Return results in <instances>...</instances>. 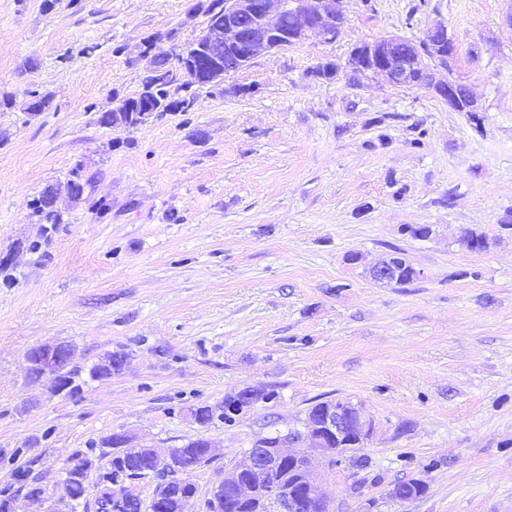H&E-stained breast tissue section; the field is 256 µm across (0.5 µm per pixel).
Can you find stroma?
<instances>
[{
    "label": "stroma",
    "mask_w": 512,
    "mask_h": 512,
    "mask_svg": "<svg viewBox=\"0 0 512 512\" xmlns=\"http://www.w3.org/2000/svg\"><path fill=\"white\" fill-rule=\"evenodd\" d=\"M196 0H0V490L48 512L67 465L115 432L159 453L210 439L191 475L204 503L271 426L313 404L362 405L375 421L363 470L319 458L334 512H512V0H336L340 33L263 54L192 111L131 129L99 124L135 96L157 51L191 42ZM447 25L456 54L435 81L466 85L477 114L426 85L353 80L352 49L421 42ZM332 61L331 80L312 77ZM48 110L29 114L35 95ZM88 179L71 198L74 176ZM58 194V224L30 207ZM430 226L415 239L409 225ZM491 246L470 250L465 230ZM404 251L399 287L371 267ZM75 348L82 389L53 394L26 371L46 342ZM129 362L97 381L106 353ZM250 387L276 399L233 422L191 411ZM45 491L28 497L16 467ZM424 494L399 502L395 482ZM381 262L388 265L391 272V278L387 284L405 286L413 283L419 277V272L407 262L399 248H393Z\"/></svg>",
    "instance_id": "35a3bbf8"
}]
</instances>
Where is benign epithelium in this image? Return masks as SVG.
<instances>
[{
    "label": "benign epithelium",
    "instance_id": "obj_1",
    "mask_svg": "<svg viewBox=\"0 0 512 512\" xmlns=\"http://www.w3.org/2000/svg\"><path fill=\"white\" fill-rule=\"evenodd\" d=\"M341 14L336 0H224L220 16L206 22V27L187 46L154 57L153 66L144 77L145 92L163 72L177 67L184 79L196 87H213L224 82L230 72H237L255 58L284 46L296 44L308 33L317 32L331 41L339 33ZM436 48L454 47L448 27L438 24L426 33ZM368 67L365 72L379 74L394 86L417 83L413 76L420 70L418 52L400 37H389L365 45ZM448 105L459 109L463 94L453 83L434 86ZM74 347L65 342H46L34 347L27 358L28 371L35 379H47L53 392L68 394L76 388L66 374L73 363ZM241 401L231 413L235 416L253 410L263 394L248 389L240 391ZM374 432V421L361 408L343 416L336 402H326L301 430L292 429L259 438L261 449L249 448L222 480L213 485L207 512H224V488H233L238 500L252 505L255 512H330L323 487L312 475V456L319 454L336 467H357L365 443ZM153 468L148 473L168 471L190 474L199 462L174 453L162 457L152 452ZM94 462L76 461L65 470L64 484L81 477L86 479ZM425 488L418 479H407L393 486L391 495L401 502L416 498ZM130 490L113 484L109 512L125 506ZM194 494L177 496L165 502L161 497L147 501L150 512H185Z\"/></svg>",
    "mask_w": 512,
    "mask_h": 512
}]
</instances>
